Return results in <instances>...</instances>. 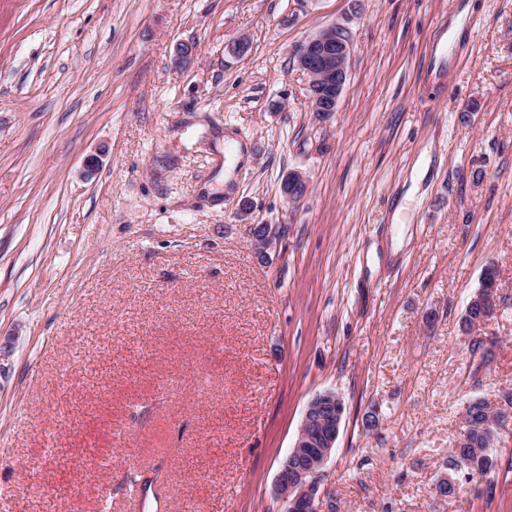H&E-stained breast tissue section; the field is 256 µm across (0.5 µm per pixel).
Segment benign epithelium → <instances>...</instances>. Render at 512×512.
I'll list each match as a JSON object with an SVG mask.
<instances>
[{
  "label": "benign epithelium",
  "mask_w": 512,
  "mask_h": 512,
  "mask_svg": "<svg viewBox=\"0 0 512 512\" xmlns=\"http://www.w3.org/2000/svg\"><path fill=\"white\" fill-rule=\"evenodd\" d=\"M350 53L349 33L339 24L322 29L298 49V66L310 79L311 108L320 117L338 108ZM308 190L307 178L298 171L289 173L281 183L282 195L292 202L301 200ZM283 229L279 224H267L262 229L251 225L252 247L260 260L269 259ZM477 304L496 310L497 293L477 292L468 305ZM344 414V400L334 391H324L309 401L294 446L283 458L276 477L275 492L285 504V512H318L320 472L335 449Z\"/></svg>",
  "instance_id": "7a95c632"
}]
</instances>
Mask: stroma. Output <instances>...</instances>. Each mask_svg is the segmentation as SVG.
<instances>
[{"mask_svg": "<svg viewBox=\"0 0 512 512\" xmlns=\"http://www.w3.org/2000/svg\"><path fill=\"white\" fill-rule=\"evenodd\" d=\"M334 24L321 118L296 51ZM254 224L286 227L270 261ZM510 389L512 0H0V512H285L328 390L318 512H512L510 426L435 490L465 404ZM350 53L349 33L339 24L322 29L298 49V66L310 79L312 112L320 117L338 108L347 80ZM309 190V182L301 172L289 173L281 183V193L289 201L301 200ZM345 408L343 398L334 391L316 394L309 401L294 446L276 477L275 492L286 512L318 511L319 474L336 447Z\"/></svg>", "mask_w": 512, "mask_h": 512, "instance_id": "35a3bbf8", "label": "stroma"}]
</instances>
